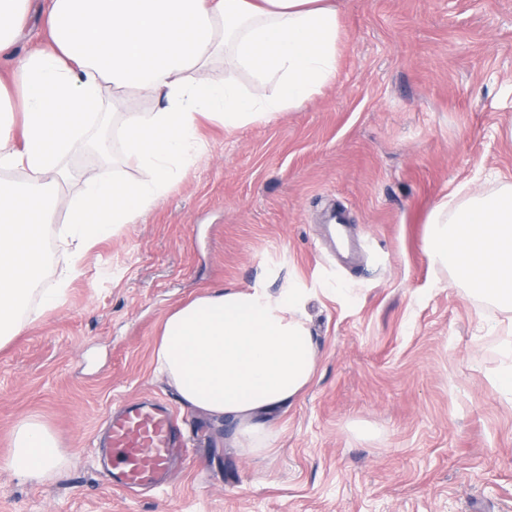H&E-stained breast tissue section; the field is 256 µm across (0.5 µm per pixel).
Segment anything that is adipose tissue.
<instances>
[{"label": "adipose tissue", "mask_w": 512, "mask_h": 512, "mask_svg": "<svg viewBox=\"0 0 512 512\" xmlns=\"http://www.w3.org/2000/svg\"><path fill=\"white\" fill-rule=\"evenodd\" d=\"M44 10L49 45L19 59L12 87L0 84V171L24 174L0 180V346L55 307L78 273L67 264L45 285L54 213L65 210L63 242L80 255L172 189L175 170L198 156L199 117L234 130L312 99L336 77L340 23L330 0H44ZM227 49L256 75L250 94L205 79ZM271 77L280 83L272 98ZM107 90L159 102L122 128L124 154L145 177L90 178L79 196L60 195L59 160L87 146ZM427 224L431 265L512 312V188L440 203ZM301 303L293 287L197 296L164 318L154 371L185 406L237 421L239 446L263 453L274 440L268 417L298 399L317 368ZM62 457L55 436L30 418L15 428L6 464L41 477Z\"/></svg>", "instance_id": "obj_1"}]
</instances>
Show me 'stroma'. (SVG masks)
<instances>
[{
  "label": "stroma",
  "instance_id": "35a3bbf8",
  "mask_svg": "<svg viewBox=\"0 0 512 512\" xmlns=\"http://www.w3.org/2000/svg\"><path fill=\"white\" fill-rule=\"evenodd\" d=\"M336 78L275 120L228 131L203 117L204 148L171 192L93 245L59 304L0 347V512H512V313L432 268L427 219L512 184V0H335ZM47 37L31 0L16 54ZM105 100L92 139L66 155L88 177L136 182L121 130L156 110ZM343 205L358 246L343 263L327 219ZM303 291L318 346L305 392L275 413L268 453L233 424L182 405L155 374L163 317L227 287ZM160 397L188 453L169 485L109 487L96 435L112 407ZM45 423L65 461L43 479L4 461L15 425Z\"/></svg>",
  "mask_w": 512,
  "mask_h": 512
}]
</instances>
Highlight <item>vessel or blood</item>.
Segmentation results:
<instances>
[{"instance_id":"1","label":"vessel or blood","mask_w":512,"mask_h":512,"mask_svg":"<svg viewBox=\"0 0 512 512\" xmlns=\"http://www.w3.org/2000/svg\"><path fill=\"white\" fill-rule=\"evenodd\" d=\"M178 415L159 403L124 402L109 420L108 484L126 489L159 484L181 449Z\"/></svg>"}]
</instances>
